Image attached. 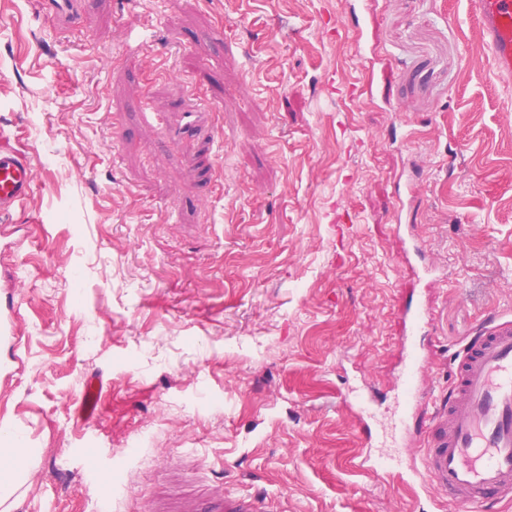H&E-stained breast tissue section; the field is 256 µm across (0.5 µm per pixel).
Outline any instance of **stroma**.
Returning a JSON list of instances; mask_svg holds the SVG:
<instances>
[{
    "mask_svg": "<svg viewBox=\"0 0 512 512\" xmlns=\"http://www.w3.org/2000/svg\"><path fill=\"white\" fill-rule=\"evenodd\" d=\"M69 2L0 0V143L35 184L0 223V420L38 451L11 512H448L356 469L346 398L387 423L409 300L435 398L512 313V81L468 0ZM189 92L214 134L164 143ZM405 321L409 324L411 335L428 333L434 323V314L429 308L421 305H410L402 311ZM104 388L103 379L100 376L89 377L83 385L79 415L86 420H94L102 412L101 395ZM263 500L255 496L224 495L222 491L214 492L208 512H263Z\"/></svg>",
    "mask_w": 512,
    "mask_h": 512,
    "instance_id": "obj_1",
    "label": "stroma"
}]
</instances>
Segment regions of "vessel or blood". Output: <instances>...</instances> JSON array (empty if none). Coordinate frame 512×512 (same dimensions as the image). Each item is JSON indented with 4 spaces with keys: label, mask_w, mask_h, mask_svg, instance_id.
Segmentation results:
<instances>
[{
    "label": "vessel or blood",
    "mask_w": 512,
    "mask_h": 512,
    "mask_svg": "<svg viewBox=\"0 0 512 512\" xmlns=\"http://www.w3.org/2000/svg\"><path fill=\"white\" fill-rule=\"evenodd\" d=\"M477 18L485 45L496 69L512 77V0H468ZM184 125L212 130L210 112L187 104ZM30 162L13 147L0 145V219L11 217L33 193ZM403 316L411 334L430 332L433 312L415 305ZM407 364L395 388L401 426L414 415L423 420L416 434H402L378 457L363 455L362 463L393 472L407 466L406 448L422 441L424 453L418 476L443 492L454 504L472 512H492L501 502L512 501V321L490 323L464 346L454 368L443 404L426 410L422 373L427 359L418 347L407 351ZM101 377L88 378L82 389L79 414L86 420L102 412ZM263 501L254 496L214 492L210 512H263Z\"/></svg>",
    "instance_id": "b4317fda"
}]
</instances>
